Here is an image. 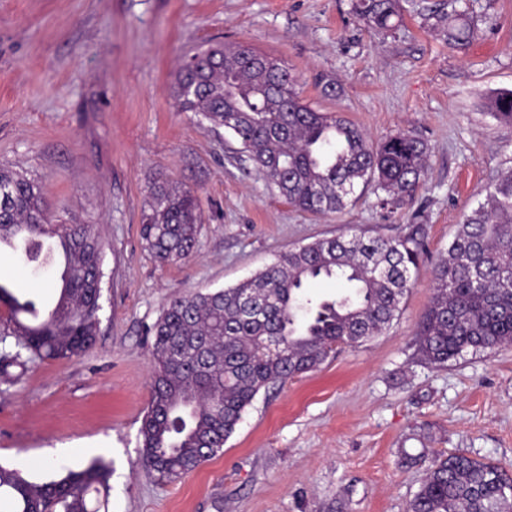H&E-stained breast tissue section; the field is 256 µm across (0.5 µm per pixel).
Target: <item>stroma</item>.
I'll return each instance as SVG.
<instances>
[{
	"mask_svg": "<svg viewBox=\"0 0 512 512\" xmlns=\"http://www.w3.org/2000/svg\"><path fill=\"white\" fill-rule=\"evenodd\" d=\"M352 0H0V165L44 187L59 224L94 225L104 248L94 346L33 359L0 384V464L35 482L103 459L108 512H406L423 467L401 452H457L512 473V346L433 367L415 339L433 269L459 224L512 169V123L489 108L512 90V0H470L465 50L424 19L448 0H401L398 28L369 31ZM240 43L278 59L302 100L377 142L399 132L429 147L413 204L304 213L269 186L238 143L191 112L172 85L201 46ZM195 192L199 245L162 264L144 250L146 186ZM425 224L426 252L383 334L339 346L315 370L260 392L223 449L178 481L141 462L151 328L176 297L224 288L290 248L354 229L395 237ZM0 282L57 297L43 269L0 250Z\"/></svg>",
	"mask_w": 512,
	"mask_h": 512,
	"instance_id": "stroma-1",
	"label": "stroma"
}]
</instances>
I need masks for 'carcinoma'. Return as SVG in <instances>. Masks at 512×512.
<instances>
[{
    "instance_id": "carcinoma-1",
    "label": "carcinoma",
    "mask_w": 512,
    "mask_h": 512,
    "mask_svg": "<svg viewBox=\"0 0 512 512\" xmlns=\"http://www.w3.org/2000/svg\"><path fill=\"white\" fill-rule=\"evenodd\" d=\"M354 12L377 33L400 18V0H354ZM448 44L475 38L467 12L429 10ZM181 64L173 98L240 145V152L297 210L344 211L372 186L382 204L414 198L424 180L428 146L410 133L376 144L339 115L301 101L287 67L234 44L211 43ZM493 116L512 123V90L492 100ZM201 217L194 191L161 178L147 185L143 247L163 264L192 255ZM60 244L67 264L59 307L40 316L31 297L0 284L16 350L0 354V381L28 360H72L95 343L103 278V245L92 224H55L42 185L21 170L0 167V245L26 240L30 262L42 239ZM424 251L420 225L396 237L356 234L315 240L279 254L252 277L216 291L173 299L153 325L154 373L140 429L143 464L157 481H175L224 447L257 394L317 368L333 346H358L389 328L413 285ZM340 280L333 299L306 295L309 284ZM434 289L416 340L420 360L445 366L469 351L512 344V170L487 190L459 224L448 256L433 270ZM275 341L280 354L267 353ZM427 463L408 512H512V475L464 454H403ZM111 471L95 459L58 480L37 483L0 465V512H100Z\"/></svg>"
}]
</instances>
